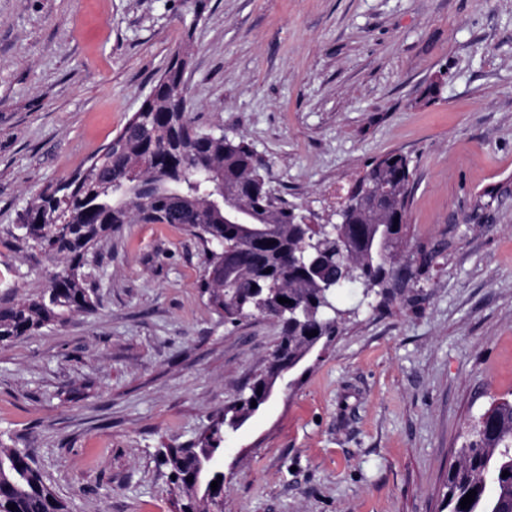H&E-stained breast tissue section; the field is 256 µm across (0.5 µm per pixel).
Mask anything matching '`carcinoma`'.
<instances>
[{"mask_svg":"<svg viewBox=\"0 0 512 512\" xmlns=\"http://www.w3.org/2000/svg\"><path fill=\"white\" fill-rule=\"evenodd\" d=\"M189 46L170 59L145 98L140 122H126L117 147L107 144L109 164L89 181L71 180L49 187L33 198L19 216L14 239L58 258L60 279L42 291L0 306V344L10 343L50 324H64L75 314L96 311L94 289L87 286L86 267L97 248L124 224H179L201 244L205 257L201 289L208 302L236 325L253 317L275 321L279 340L265 369L255 377L209 432L186 447L158 449L176 497L177 512H220L224 499V434L236 431L268 401V385H276L278 356L298 370L318 348L336 335L339 312L336 289L357 278L366 293L381 289L389 297L428 273L445 250L442 244L420 246L402 259L407 213L414 189L408 156L393 152L366 164L363 184L386 190L380 212L360 205L361 187L343 197L341 206L354 214L351 224H338L325 239L312 233L327 257V288L288 263L299 252L303 229L297 209L270 196L268 163L244 139L196 127L189 117L193 104L184 88ZM236 202L259 212L257 224L224 223L221 188ZM260 288L256 292L252 287ZM284 297L291 303L281 304ZM318 331L311 337L309 333ZM256 407H251V402ZM447 474L448 512H512V402L485 411L457 451ZM509 476L502 477V472ZM218 481L217 489L211 482ZM476 491L470 508L460 500ZM15 509H9V505ZM0 512H71L70 504L48 487L29 455L0 445Z\"/></svg>","mask_w":512,"mask_h":512,"instance_id":"carcinoma-1","label":"carcinoma"}]
</instances>
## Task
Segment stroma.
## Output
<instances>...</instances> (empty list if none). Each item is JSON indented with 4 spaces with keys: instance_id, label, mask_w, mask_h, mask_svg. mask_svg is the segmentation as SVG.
Returning <instances> with one entry per match:
<instances>
[{
    "instance_id": "obj_1",
    "label": "stroma",
    "mask_w": 512,
    "mask_h": 512,
    "mask_svg": "<svg viewBox=\"0 0 512 512\" xmlns=\"http://www.w3.org/2000/svg\"><path fill=\"white\" fill-rule=\"evenodd\" d=\"M184 11L0 0V304L59 265L13 239L18 214L139 108ZM187 80L196 126L251 144L318 223L367 162L408 155V246L447 245L389 300L337 291L332 341L225 434L221 512H441L466 425L512 400V0H206ZM98 255L96 313L0 346V443L71 512H173L158 448L222 415L280 328L225 324L179 225Z\"/></svg>"
}]
</instances>
